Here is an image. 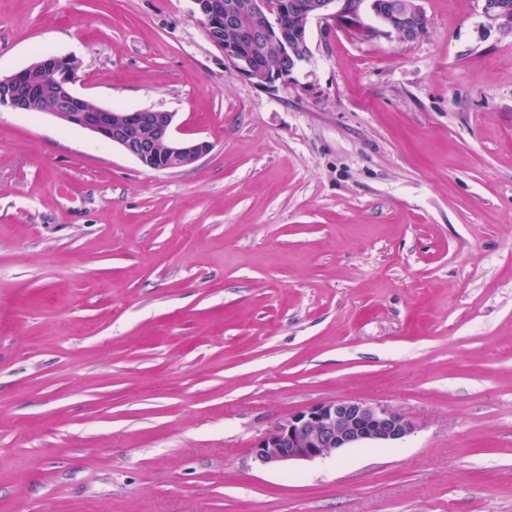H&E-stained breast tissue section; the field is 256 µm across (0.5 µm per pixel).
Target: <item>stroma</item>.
<instances>
[{
  "mask_svg": "<svg viewBox=\"0 0 512 512\" xmlns=\"http://www.w3.org/2000/svg\"><path fill=\"white\" fill-rule=\"evenodd\" d=\"M312 20L290 81L232 72L191 0H0V75L80 62L174 113L175 171L0 106V512H512V31ZM341 398L392 448L260 466Z\"/></svg>",
  "mask_w": 512,
  "mask_h": 512,
  "instance_id": "stroma-1",
  "label": "stroma"
}]
</instances>
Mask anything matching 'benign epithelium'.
Masks as SVG:
<instances>
[{"label":"benign epithelium","mask_w":512,"mask_h":512,"mask_svg":"<svg viewBox=\"0 0 512 512\" xmlns=\"http://www.w3.org/2000/svg\"><path fill=\"white\" fill-rule=\"evenodd\" d=\"M195 12L209 42L224 53L229 68L256 83L288 81L294 69L256 76L251 56L241 48L252 40V31L240 29L236 41H224L221 28L239 24L241 6L228 0H193ZM357 0H309L300 12V27L313 19L330 21L345 29L364 25V31L379 37L392 33L409 40L424 36L428 19L420 0H397L390 14L377 27L363 24ZM484 13L493 23L512 30V12L501 0H484ZM78 60L68 56L43 57L23 69L0 76V105L21 112L43 90L41 73L50 69L56 77L50 88L51 103L41 113L66 125L93 133L111 143L140 165L156 171L176 170L194 164L208 149L205 142L175 136V113L158 109L114 112L101 106L87 107L88 99L75 93ZM416 430L405 414L361 399L343 398L299 410L272 425L253 444L251 453L263 466L310 462L345 448L364 444L391 447Z\"/></svg>","instance_id":"benign-epithelium-1"}]
</instances>
